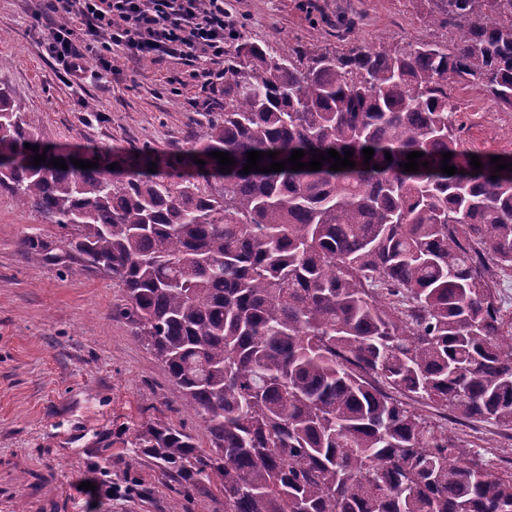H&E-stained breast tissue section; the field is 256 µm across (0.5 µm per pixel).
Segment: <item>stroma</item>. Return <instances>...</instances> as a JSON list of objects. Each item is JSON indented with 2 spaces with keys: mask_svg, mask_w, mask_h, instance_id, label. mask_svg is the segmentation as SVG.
I'll use <instances>...</instances> for the list:
<instances>
[{
  "mask_svg": "<svg viewBox=\"0 0 512 512\" xmlns=\"http://www.w3.org/2000/svg\"><path fill=\"white\" fill-rule=\"evenodd\" d=\"M329 14L356 22L350 40L365 47L444 40L423 19L422 0H327ZM252 40L285 46L335 43V30L311 0H227ZM33 0H0V86L25 112L39 142L64 153L100 148L173 156L205 131L223 86L203 89L183 61L115 57L110 82L70 86L62 64L34 28ZM464 148L512 154V126L490 123L496 105L478 86L455 92ZM58 232L0 191V459L22 457L56 475L62 497L49 512H224L217 489L190 492L148 455L130 453L135 433L162 421L209 445L160 362L113 318L123 304L118 279L74 265L34 263L21 241ZM465 451L492 471L512 472V432L492 423L458 426ZM91 490H82L83 482Z\"/></svg>",
  "mask_w": 512,
  "mask_h": 512,
  "instance_id": "stroma-1",
  "label": "stroma"
}]
</instances>
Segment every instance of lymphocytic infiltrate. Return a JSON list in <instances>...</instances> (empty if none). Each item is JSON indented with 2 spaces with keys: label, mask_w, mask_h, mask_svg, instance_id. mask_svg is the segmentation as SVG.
<instances>
[{
  "label": "lymphocytic infiltrate",
  "mask_w": 512,
  "mask_h": 512,
  "mask_svg": "<svg viewBox=\"0 0 512 512\" xmlns=\"http://www.w3.org/2000/svg\"><path fill=\"white\" fill-rule=\"evenodd\" d=\"M33 18L48 22V49L76 85L88 76L108 79L119 50L136 61L206 62L213 86L224 78L217 64L238 33L224 0H36Z\"/></svg>",
  "instance_id": "lymphocytic-infiltrate-1"
}]
</instances>
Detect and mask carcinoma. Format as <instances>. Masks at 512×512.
<instances>
[{
	"label": "carcinoma",
	"instance_id": "obj_1",
	"mask_svg": "<svg viewBox=\"0 0 512 512\" xmlns=\"http://www.w3.org/2000/svg\"><path fill=\"white\" fill-rule=\"evenodd\" d=\"M431 2L432 25L463 30L451 47L239 33L224 104L180 161L101 150L81 169L26 149L23 109L0 88V190L62 243L29 236L24 253L122 283L112 316L210 441L157 421L131 452L193 487L219 480L224 512H512V475L462 458L439 423L512 430V339L490 285L512 271V171L488 153L473 170L453 96L474 84L512 110V0ZM298 149L304 162L351 149L356 167L242 171L250 151ZM413 151L428 166L406 172Z\"/></svg>",
	"mask_w": 512,
	"mask_h": 512
}]
</instances>
